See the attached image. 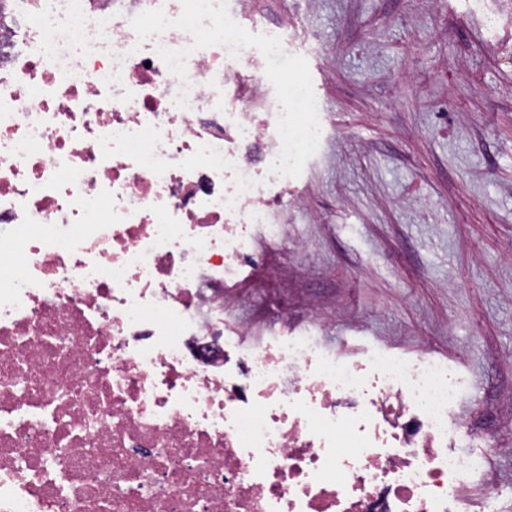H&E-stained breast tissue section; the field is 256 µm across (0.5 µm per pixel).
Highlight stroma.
<instances>
[{
	"label": "stroma",
	"instance_id": "stroma-1",
	"mask_svg": "<svg viewBox=\"0 0 512 512\" xmlns=\"http://www.w3.org/2000/svg\"><path fill=\"white\" fill-rule=\"evenodd\" d=\"M249 0L253 44L307 72L324 116L276 239L253 231L218 316L248 340L317 326L343 351L450 364L463 451L512 512V0ZM287 306L280 321L275 309Z\"/></svg>",
	"mask_w": 512,
	"mask_h": 512
}]
</instances>
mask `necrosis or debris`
<instances>
[{
    "instance_id": "4bbe7bcc",
    "label": "necrosis or debris",
    "mask_w": 512,
    "mask_h": 512,
    "mask_svg": "<svg viewBox=\"0 0 512 512\" xmlns=\"http://www.w3.org/2000/svg\"><path fill=\"white\" fill-rule=\"evenodd\" d=\"M0 512H461L460 381L203 309L323 120L224 0H8ZM36 96H29V89Z\"/></svg>"
}]
</instances>
